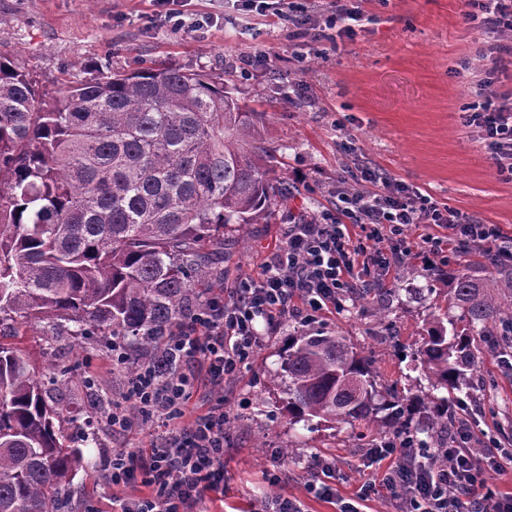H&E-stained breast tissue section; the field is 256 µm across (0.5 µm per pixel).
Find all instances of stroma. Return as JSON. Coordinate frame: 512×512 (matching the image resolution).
I'll use <instances>...</instances> for the list:
<instances>
[{
	"instance_id": "obj_1",
	"label": "stroma",
	"mask_w": 512,
	"mask_h": 512,
	"mask_svg": "<svg viewBox=\"0 0 512 512\" xmlns=\"http://www.w3.org/2000/svg\"><path fill=\"white\" fill-rule=\"evenodd\" d=\"M175 7L186 22L180 30L151 0H0V55L12 58L49 94L65 84L159 62L220 74L229 91L264 113L274 172L292 196L269 223L225 229L224 275L207 282L208 294L231 292L256 276L282 241L289 213L315 217L334 208L338 179L361 184L366 166L500 225L512 238V182L490 167L477 130L460 121L463 107L475 100L479 63H498L502 88L512 93V54L501 51L498 34L465 20L463 0H363L371 17L366 31L334 43L315 25L299 27L273 15L247 26L244 11L225 7L224 0H176ZM259 54L269 55L271 66L242 71L240 57ZM383 285L397 291L389 306L391 328L352 306L314 327L345 336L400 394L425 395L429 385L418 351L424 320L439 302L435 292L445 283L430 278L418 257L396 266ZM304 328L293 317L261 326V344L223 388H211L198 376L191 406L220 399L235 419L224 449V497L207 495L205 512H249L272 496L299 500L304 512H334L307 491L315 460L330 464L327 482L346 499L387 470V461L370 462L367 453L391 442V435L362 438L348 424L321 423L312 431L301 422L290 424L278 378L280 354ZM17 344L37 372L59 361L70 366L66 399L99 428L98 444L85 448L91 461L104 448L135 452L156 444L150 423L134 422L121 438L101 429L110 399L124 388L101 337L77 346L34 323ZM470 381L463 411L473 432L470 450L480 459L511 451L512 369L501 364L499 351L486 348ZM288 446L295 456L283 468L280 452ZM271 470L280 476L274 486L265 481Z\"/></svg>"
}]
</instances>
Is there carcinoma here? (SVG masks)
<instances>
[{
    "instance_id": "1",
    "label": "carcinoma",
    "mask_w": 512,
    "mask_h": 512,
    "mask_svg": "<svg viewBox=\"0 0 512 512\" xmlns=\"http://www.w3.org/2000/svg\"><path fill=\"white\" fill-rule=\"evenodd\" d=\"M262 113L224 78L159 66L69 85L54 102L0 56V512H66L89 470L67 426V369L47 385L3 333L61 326L75 338L136 336L130 363L156 353L220 275L224 227L271 217L290 197L264 146ZM445 306L420 349L431 394L380 387L343 336L301 333L281 354L298 421L371 426L382 418L414 448H448L477 336L512 334V264L486 251L447 273ZM388 288H360L378 314Z\"/></svg>"
}]
</instances>
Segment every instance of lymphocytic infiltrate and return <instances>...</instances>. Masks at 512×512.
<instances>
[{
    "mask_svg": "<svg viewBox=\"0 0 512 512\" xmlns=\"http://www.w3.org/2000/svg\"><path fill=\"white\" fill-rule=\"evenodd\" d=\"M465 5L466 20L512 32V0ZM320 18L325 28L349 37L368 22L355 0H326ZM499 82L497 66L479 72L477 99L464 109L463 121L479 131L491 167L512 181V103L504 101ZM364 180L369 190L338 193L335 208L316 218L291 214L260 276L241 281L231 301L207 299L161 353L141 360L126 377L124 400L107 411L105 427L112 436L124 435L134 410L158 429L162 445L104 456L101 478L112 492L113 512H199L207 493L223 492L224 405L187 418L191 379L198 366L216 387L235 378L261 340L258 320L289 315L312 322L344 310L353 288L414 257L416 243L403 235L412 225L421 228L420 243L437 258L472 244L495 247L503 260H512L499 225L436 204L376 171L365 170ZM471 438V429L462 428L444 466L419 465L410 452L401 453L382 482L404 501V512H512V495L488 486V466L464 451Z\"/></svg>",
    "mask_w": 512,
    "mask_h": 512,
    "instance_id": "lymphocytic-infiltrate-1",
    "label": "lymphocytic infiltrate"
}]
</instances>
